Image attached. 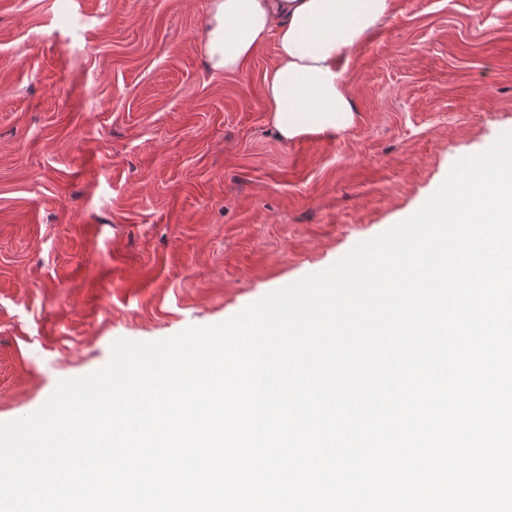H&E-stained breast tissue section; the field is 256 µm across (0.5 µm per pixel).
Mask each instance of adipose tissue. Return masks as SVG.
I'll return each mask as SVG.
<instances>
[{
	"instance_id": "adipose-tissue-1",
	"label": "adipose tissue",
	"mask_w": 512,
	"mask_h": 512,
	"mask_svg": "<svg viewBox=\"0 0 512 512\" xmlns=\"http://www.w3.org/2000/svg\"><path fill=\"white\" fill-rule=\"evenodd\" d=\"M392 10L393 0H208L207 62L233 73L274 45L264 100L278 137H336L357 112L345 69Z\"/></svg>"
}]
</instances>
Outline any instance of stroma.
Instances as JSON below:
<instances>
[{
    "mask_svg": "<svg viewBox=\"0 0 512 512\" xmlns=\"http://www.w3.org/2000/svg\"><path fill=\"white\" fill-rule=\"evenodd\" d=\"M207 0H0V422L120 339L218 325L418 211L512 130V0H394L334 139L281 141Z\"/></svg>",
    "mask_w": 512,
    "mask_h": 512,
    "instance_id": "35a3bbf8",
    "label": "stroma"
}]
</instances>
